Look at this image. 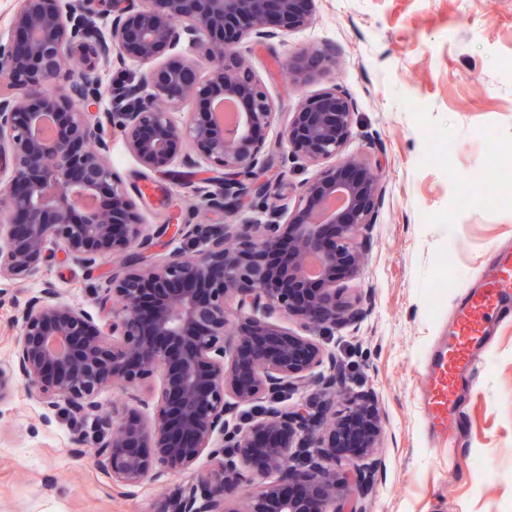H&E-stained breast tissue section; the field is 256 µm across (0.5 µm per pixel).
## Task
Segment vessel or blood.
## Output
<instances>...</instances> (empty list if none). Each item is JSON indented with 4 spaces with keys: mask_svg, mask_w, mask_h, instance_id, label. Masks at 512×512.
<instances>
[{
    "mask_svg": "<svg viewBox=\"0 0 512 512\" xmlns=\"http://www.w3.org/2000/svg\"><path fill=\"white\" fill-rule=\"evenodd\" d=\"M482 277L484 288L471 291L465 304L458 308L454 331L447 344L433 353L428 365L422 408L430 433L439 438L462 432L456 400L477 376L473 349L484 340L487 321L512 315L505 304L512 294V249L494 250L482 269Z\"/></svg>",
    "mask_w": 512,
    "mask_h": 512,
    "instance_id": "vessel-or-blood-1",
    "label": "vessel or blood"
}]
</instances>
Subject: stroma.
<instances>
[{"label": "stroma", "mask_w": 512, "mask_h": 512, "mask_svg": "<svg viewBox=\"0 0 512 512\" xmlns=\"http://www.w3.org/2000/svg\"><path fill=\"white\" fill-rule=\"evenodd\" d=\"M312 47L329 50L335 66L294 82L288 60ZM239 53L273 103L265 141L290 189L313 171L278 147L280 130L303 96L333 86L355 105L347 153L381 165L385 195L358 283L369 312L358 328L323 339L350 386L372 391L382 413L384 465L366 512H512V319L493 320L479 379L460 395L459 446L429 436L421 407L428 359L460 294L479 287L494 247L512 243V193L485 181L502 167L512 185V0H318L310 25L244 42ZM110 148L125 186L151 190L141 209L149 259L187 248L163 230L169 215L198 224L265 217L256 205L227 218L193 215L192 187L210 168L202 155L142 180L123 140ZM123 263L111 256L89 268L56 250L36 275L8 284L0 365L13 362L29 298L51 288L98 314L100 287ZM99 433L95 417L73 420L17 385L0 405V512H158L191 483L166 475L121 493L95 465Z\"/></svg>", "instance_id": "stroma-1"}]
</instances>
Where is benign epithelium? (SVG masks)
I'll list each match as a JSON object with an SVG mask.
<instances>
[{
  "label": "benign epithelium",
  "instance_id": "7a95c632",
  "mask_svg": "<svg viewBox=\"0 0 512 512\" xmlns=\"http://www.w3.org/2000/svg\"><path fill=\"white\" fill-rule=\"evenodd\" d=\"M99 2L20 0L0 42V156L12 160L0 170V282L33 276L49 240L87 267L127 261L97 319L52 288L30 298L13 364L0 367V402L22 380L49 407L96 416L94 461L128 494L165 473L193 475L164 512H365L382 465L376 400L347 388L335 353L314 338L367 314L347 291L364 272L384 187L380 168L345 153L351 98L336 86L304 96L282 127L291 157L315 168L294 204H268L262 224H178L175 234L200 243L189 255L138 253L149 237L108 157L116 134L146 174L197 151L224 171V192L197 189L202 208L228 216L270 199L285 177L263 137L275 112L237 45L309 25L317 0ZM186 36L205 47L204 62L156 64ZM78 47L147 66L112 82L103 120L91 112L98 85L71 77ZM333 63L314 48L288 71L301 79ZM187 100L205 111L179 125L170 110ZM228 100L230 124L215 110ZM156 375L149 402L141 391ZM111 385L129 402L105 412L98 396ZM311 387L323 396L317 410L304 399Z\"/></svg>",
  "mask_w": 512,
  "mask_h": 512
}]
</instances>
